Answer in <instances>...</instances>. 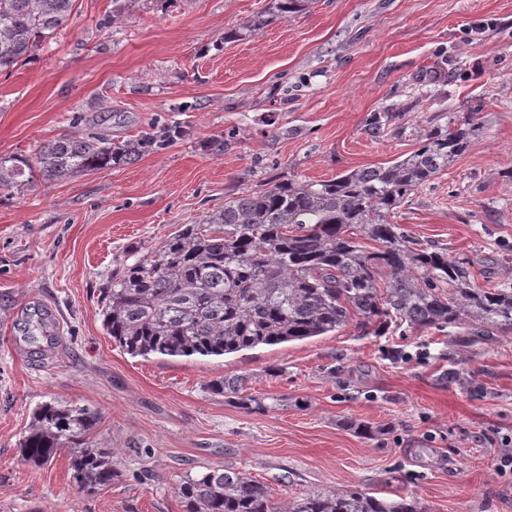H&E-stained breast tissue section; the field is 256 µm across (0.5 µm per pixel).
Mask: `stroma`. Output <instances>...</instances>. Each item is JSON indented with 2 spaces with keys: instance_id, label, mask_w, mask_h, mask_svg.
I'll list each match as a JSON object with an SVG mask.
<instances>
[{
  "instance_id": "stroma-1",
  "label": "stroma",
  "mask_w": 512,
  "mask_h": 512,
  "mask_svg": "<svg viewBox=\"0 0 512 512\" xmlns=\"http://www.w3.org/2000/svg\"><path fill=\"white\" fill-rule=\"evenodd\" d=\"M269 0H76L68 27L0 73V157L60 137L127 140L176 120L192 138L61 181L0 190V512H182L183 477L243 471L275 495L360 489L430 512H512V334L347 326L224 357H133L98 288L140 255L274 177L322 181L414 152L447 119L478 129L390 220L419 246L506 283L512 254V0H317L255 35ZM374 112L396 118L372 135ZM224 138L223 152L206 141ZM51 315L50 340L24 323ZM244 375L262 408L211 393ZM101 415L118 477L78 492L67 454L25 462L32 413ZM373 432L363 435L356 427Z\"/></svg>"
}]
</instances>
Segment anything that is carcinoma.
Here are the masks:
<instances>
[{
  "label": "carcinoma",
  "mask_w": 512,
  "mask_h": 512,
  "mask_svg": "<svg viewBox=\"0 0 512 512\" xmlns=\"http://www.w3.org/2000/svg\"><path fill=\"white\" fill-rule=\"evenodd\" d=\"M314 2L269 0L266 14L224 40L252 35ZM74 6L75 0H0V70L67 28ZM474 132L470 120H450L424 131L420 148L391 165L327 181L290 176L224 201L223 209L183 225L101 284L106 333L133 357L224 356L324 336L351 321L361 329L383 326L393 317L419 330L458 324L471 336L511 334L512 287L478 286L468 259L415 248L389 222L411 191L467 150ZM191 136L188 126L173 122L121 142L98 135L50 141L32 163L0 157V189L130 164ZM46 327V315L37 312L24 331L35 342ZM246 384L244 376H224L207 388L257 402L244 394ZM98 422L96 411L46 402L19 443L21 456L43 465L65 451L78 491L109 485L117 477L112 449L88 438ZM176 493L184 512H430L415 497L345 489L288 502L265 483L221 467L186 477Z\"/></svg>",
  "instance_id": "obj_1"
}]
</instances>
